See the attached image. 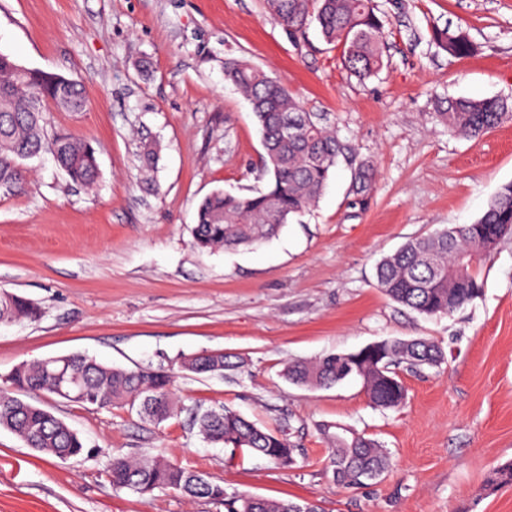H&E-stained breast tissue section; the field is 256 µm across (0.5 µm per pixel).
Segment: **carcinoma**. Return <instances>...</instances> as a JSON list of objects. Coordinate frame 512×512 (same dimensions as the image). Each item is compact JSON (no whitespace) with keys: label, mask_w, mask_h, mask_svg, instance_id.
<instances>
[{"label":"carcinoma","mask_w":512,"mask_h":512,"mask_svg":"<svg viewBox=\"0 0 512 512\" xmlns=\"http://www.w3.org/2000/svg\"><path fill=\"white\" fill-rule=\"evenodd\" d=\"M291 36L305 33L316 22L323 40L343 47V64L364 80L382 69L387 42L384 22L374 0H267ZM434 43L450 54L470 49L462 28L433 32ZM224 79L246 96L262 133L264 170L269 188L253 195L212 192L199 205L193 228L194 246L201 250L254 247L271 239L288 220L304 213L322 195L339 158L353 161L336 133L317 115L308 112L288 87L244 60L228 58ZM82 112L86 98L80 83L57 73L21 69L10 55L0 52V190L20 193L27 179L19 158L50 153L71 181L90 186L98 177L96 151L91 143L70 133L49 135L45 107ZM439 119L448 129L476 139L500 124L512 121V102L492 97L481 100L448 98L439 105ZM374 170L367 162L354 167L351 204L370 194ZM512 237V183L502 186L484 214L462 224L416 237L376 266L378 285L394 302L420 315L451 314L483 293L479 266L501 241ZM39 307L12 293L0 294V323L34 320ZM441 348L422 339H383L354 352L327 354L313 363L295 362L285 377L300 385L331 386L359 377L372 405L396 408L406 399V388L395 367L410 370L437 366ZM180 367L196 375L218 374L240 368L231 356L193 353L180 359ZM76 377L83 406L138 407L140 415L161 424L175 413H188L190 424L212 444L231 454H254L291 465L298 448L279 430L262 428L241 413L224 407L200 411L179 406L171 393L172 373L165 369L102 364L84 354L62 357L51 365L37 361L18 366L10 375L14 391L60 395L59 386ZM0 428L18 436L38 451L60 460L84 453L83 439L50 411L0 389ZM330 449L333 480L346 486L375 480L391 466L390 452L376 439L344 425H318ZM112 487L147 498L157 489H174L187 497L224 505V512H322L310 502L277 500L239 492L202 473L190 472L162 456L133 460L117 452L108 468Z\"/></svg>","instance_id":"carcinoma-1"}]
</instances>
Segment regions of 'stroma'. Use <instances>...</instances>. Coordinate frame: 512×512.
<instances>
[{
    "mask_svg": "<svg viewBox=\"0 0 512 512\" xmlns=\"http://www.w3.org/2000/svg\"><path fill=\"white\" fill-rule=\"evenodd\" d=\"M386 18L382 70L362 80L316 27L288 35L267 0H0V51L82 83L87 107H49L47 131L97 151L93 189L51 155L29 160L24 192H0V292L26 297L37 320L0 324V383L23 362L83 353L106 365L165 367L182 403L228 406L258 425L288 426L299 447L283 467L231 456L184 416L161 425L128 407L29 402L85 442L61 461L0 428V512H224L158 490H114V450L163 455L228 490L318 504L323 512H512V486L490 473L512 460V239L480 269L481 298L426 318L387 297L375 265L407 240L479 218L512 182V122L477 139L450 132L443 98L512 99V0H375ZM463 28L449 55L434 29ZM235 57L285 82L357 160L375 168L368 204H353L340 163L314 207L255 248L202 251L192 228L221 189L266 190L264 149L247 100L224 79ZM159 147L146 166V144ZM439 344L437 367L400 371L396 408L374 407L360 380L300 387L295 360L383 339ZM221 351L242 366L198 376L182 356ZM378 439L392 466L362 487L333 482L317 426Z\"/></svg>",
    "mask_w": 512,
    "mask_h": 512,
    "instance_id": "1",
    "label": "stroma"
}]
</instances>
